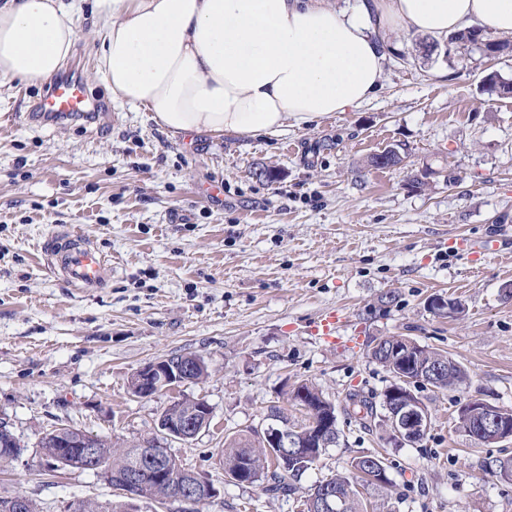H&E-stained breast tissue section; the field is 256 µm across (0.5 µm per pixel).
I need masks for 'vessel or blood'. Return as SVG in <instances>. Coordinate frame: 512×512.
I'll return each instance as SVG.
<instances>
[{
	"label": "vessel or blood",
	"instance_id": "1",
	"mask_svg": "<svg viewBox=\"0 0 512 512\" xmlns=\"http://www.w3.org/2000/svg\"><path fill=\"white\" fill-rule=\"evenodd\" d=\"M96 108L97 102L83 82L70 76L52 83L36 105L38 113L51 117L85 114ZM42 250L67 281L77 288L99 287L112 271L106 258L93 245L76 235L63 240L56 236L49 237Z\"/></svg>",
	"mask_w": 512,
	"mask_h": 512
}]
</instances>
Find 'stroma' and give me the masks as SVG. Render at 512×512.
<instances>
[{
  "label": "stroma",
  "mask_w": 512,
  "mask_h": 512,
  "mask_svg": "<svg viewBox=\"0 0 512 512\" xmlns=\"http://www.w3.org/2000/svg\"><path fill=\"white\" fill-rule=\"evenodd\" d=\"M92 8L84 0L63 73L98 111L43 120L46 84L0 89V418L24 449L0 468V497L28 496L38 512L112 501L93 472L45 473L41 438L65 424L141 441L189 397L210 404L212 424L166 446L217 488L201 512H299L317 481L380 448L384 512H512V482L483 468L499 445L453 426L461 401L512 409V94L499 88L512 83V53L460 54L393 32L381 87L356 108L255 138L172 136L93 80ZM389 148L403 166L368 167ZM217 183L222 194L208 198ZM69 232L111 259L100 288H74L48 265L44 240ZM436 296L463 313L435 316ZM332 308L328 342L311 329ZM383 336L446 351L467 373L446 390L417 388L431 428L414 446L391 447L382 416L344 412L349 393L390 385L369 353ZM184 352L208 362L206 381L130 393L136 370ZM301 380L338 408V444L288 495L229 481L225 435L266 427Z\"/></svg>",
  "instance_id": "1"
}]
</instances>
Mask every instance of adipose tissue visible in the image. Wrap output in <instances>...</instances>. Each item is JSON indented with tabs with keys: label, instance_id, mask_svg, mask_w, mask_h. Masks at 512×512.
<instances>
[{
	"label": "adipose tissue",
	"instance_id": "ef3b65f1",
	"mask_svg": "<svg viewBox=\"0 0 512 512\" xmlns=\"http://www.w3.org/2000/svg\"><path fill=\"white\" fill-rule=\"evenodd\" d=\"M77 0H0V86L52 79L78 39ZM512 34V0H95L93 80L170 134H272L368 101L387 31Z\"/></svg>",
	"mask_w": 512,
	"mask_h": 512
}]
</instances>
